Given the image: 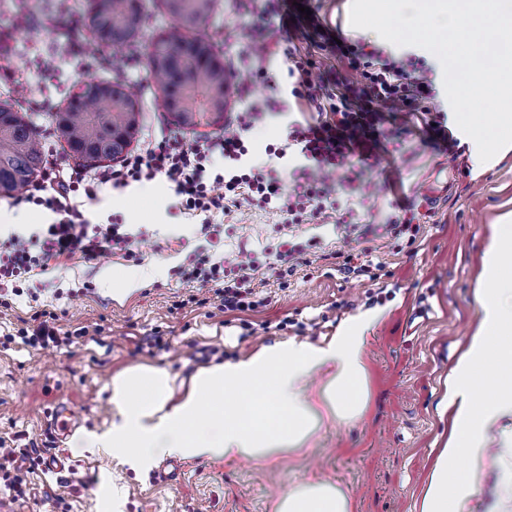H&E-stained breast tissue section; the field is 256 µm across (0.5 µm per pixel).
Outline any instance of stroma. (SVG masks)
Instances as JSON below:
<instances>
[{
	"instance_id": "35a3bbf8",
	"label": "stroma",
	"mask_w": 512,
	"mask_h": 512,
	"mask_svg": "<svg viewBox=\"0 0 512 512\" xmlns=\"http://www.w3.org/2000/svg\"><path fill=\"white\" fill-rule=\"evenodd\" d=\"M265 0H219L206 32L218 40L227 70H234L240 40L256 46L267 35L251 25ZM323 24L349 41L379 43L376 32L351 26V0H310ZM55 0H0V34L14 51L0 62V97L18 86L63 102L77 84L112 77L96 63L80 64L70 52L64 28L47 23ZM56 68L44 73L40 58ZM143 99V135L195 134L180 131L164 112L146 67L129 73ZM427 114L400 113L392 122L402 133L399 153L372 159L365 173L373 195L364 224H381L397 205L418 211L423 232L406 238L372 241L374 261L386 274L377 281L347 279L309 254L288 287H280L266 268L252 273L267 307L227 313L217 302L190 303L197 285L186 279L199 220L180 213L164 178L104 190L89 207L95 224L112 221L139 234V259L114 255L94 262L72 258L64 267L23 282L22 296L0 306V438L34 443L41 458L65 453L69 471L44 470L39 462L19 460L27 481L25 502L0 499V512H273L294 484L327 479L347 491L354 512H417L429 472L448 438L454 410L447 407L448 374L481 319L476 296L484 253L493 226L512 213V151L478 164L476 143L457 132L454 152L430 140ZM226 257L247 262L269 246L294 237L316 239L324 251L343 248L336 217L328 215L294 227L259 209L230 208L219 219ZM142 274L139 287L125 285L131 271ZM54 314L58 336L67 345L33 348L6 342L38 311ZM363 314L380 321L366 346L371 401L353 425L327 420L303 451L286 453L259 465L224 459H189L179 483H158L157 469L134 471L112 454L58 443L43 418L57 402L77 415L76 431L105 429L113 414L110 384L115 374L135 364L166 369L182 383L200 368L234 361L261 346L297 337L314 344ZM163 336L160 348L149 336ZM512 417L490 429L489 450L466 512H512V483L505 482L502 460L512 461L503 431ZM84 484H77L76 476Z\"/></svg>"
}]
</instances>
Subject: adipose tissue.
I'll list each match as a JSON object with an SVG mask.
<instances>
[{
    "instance_id": "obj_1",
    "label": "adipose tissue",
    "mask_w": 512,
    "mask_h": 512,
    "mask_svg": "<svg viewBox=\"0 0 512 512\" xmlns=\"http://www.w3.org/2000/svg\"><path fill=\"white\" fill-rule=\"evenodd\" d=\"M511 266L512 224H502L484 260L483 319L451 377L456 426L432 471L421 512H464L471 479L449 470L448 461L463 453L483 455L492 424L512 414ZM372 324L365 318L345 324L321 345L293 337L201 369L178 399L165 370L129 367L112 379L109 427L75 436L74 443L122 454L140 469L166 455L259 464L300 451L324 419L352 424L364 416L370 402L364 347ZM316 372L325 379L313 401L306 386ZM487 374L494 386L476 401L475 384ZM274 512H353V504L340 487L318 479L283 494Z\"/></svg>"
}]
</instances>
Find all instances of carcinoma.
Here are the masks:
<instances>
[{
	"instance_id": "1",
	"label": "carcinoma",
	"mask_w": 512,
	"mask_h": 512,
	"mask_svg": "<svg viewBox=\"0 0 512 512\" xmlns=\"http://www.w3.org/2000/svg\"><path fill=\"white\" fill-rule=\"evenodd\" d=\"M171 24L148 31L143 0H87L86 34L100 48H144L145 65L164 109L181 128L224 122L229 76L224 56L201 27L217 0H160ZM141 96L121 80L81 84L50 113L56 142L81 165L124 156L142 131ZM45 155L31 113L10 96L0 99V197L25 189L41 173Z\"/></svg>"
}]
</instances>
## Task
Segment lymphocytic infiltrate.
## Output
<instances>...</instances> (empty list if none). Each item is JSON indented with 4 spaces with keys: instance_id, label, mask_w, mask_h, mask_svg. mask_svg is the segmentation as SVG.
<instances>
[{
    "instance_id": "obj_1",
    "label": "lymphocytic infiltrate",
    "mask_w": 512,
    "mask_h": 512,
    "mask_svg": "<svg viewBox=\"0 0 512 512\" xmlns=\"http://www.w3.org/2000/svg\"><path fill=\"white\" fill-rule=\"evenodd\" d=\"M264 30H275L293 41L297 36H316V48L324 55L347 60L360 71L363 83L344 86L313 79L311 56L288 46L287 75L293 80L291 94L297 103L314 109L311 121L293 122L282 144L265 148L268 157L283 158L296 150L302 165L279 174L272 165L242 166L251 151V135L273 112L287 111L279 80L269 72L264 54L242 42L238 51L235 93L246 97L256 80H264L273 94L246 111L237 113L231 130L192 144L171 135L161 141H145L139 151L127 154L118 164L99 169L67 167L54 152H47L39 179L15 197V205L34 204L51 210L56 220L44 234L11 236L0 245V305L18 293L19 284L36 271L67 264L75 255L88 260L115 254L139 255L138 240L122 232L120 224L91 225L86 202L95 200L102 186L115 188L130 182H149L164 176L184 213L201 217L199 235L203 247L194 252L186 271L201 291L213 295L227 312L253 311L265 306L252 285L251 269L258 259L241 264L214 260L212 252L221 231L214 219L228 207H261L283 223L302 224L335 213L346 235L357 239L374 233L371 224L357 223L353 208H340V193L366 198V186L357 163L387 151L392 137L386 129L397 113L426 110L438 92L422 62L396 58L385 48L339 42L335 31L325 27L318 14L301 13L293 0H266L260 19Z\"/></svg>"
}]
</instances>
